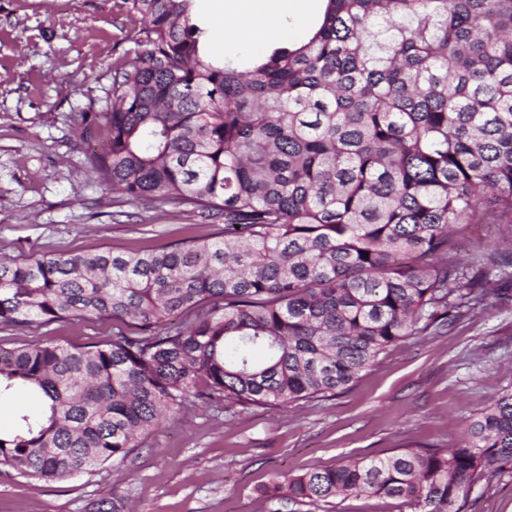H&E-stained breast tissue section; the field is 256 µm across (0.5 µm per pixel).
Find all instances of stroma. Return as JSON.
Listing matches in <instances>:
<instances>
[{"mask_svg": "<svg viewBox=\"0 0 512 512\" xmlns=\"http://www.w3.org/2000/svg\"><path fill=\"white\" fill-rule=\"evenodd\" d=\"M142 26L122 0H0V256L165 249L221 230L175 205L115 203L84 165L73 122L112 99L116 61ZM480 254L512 256V229L473 226ZM496 296L447 333L397 342L346 391L288 408L196 404L121 464L65 482L0 475V512H268L275 475L452 443L512 389V265H487ZM112 321L0 327V345L85 344ZM467 512H512V471L477 484Z\"/></svg>", "mask_w": 512, "mask_h": 512, "instance_id": "35a3bbf8", "label": "stroma"}]
</instances>
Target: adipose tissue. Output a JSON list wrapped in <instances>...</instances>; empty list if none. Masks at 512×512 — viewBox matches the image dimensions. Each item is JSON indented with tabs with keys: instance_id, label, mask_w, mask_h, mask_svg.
Here are the masks:
<instances>
[{
	"instance_id": "1",
	"label": "adipose tissue",
	"mask_w": 512,
	"mask_h": 512,
	"mask_svg": "<svg viewBox=\"0 0 512 512\" xmlns=\"http://www.w3.org/2000/svg\"><path fill=\"white\" fill-rule=\"evenodd\" d=\"M215 2V47L226 54L259 57L275 44H301L312 29L310 0Z\"/></svg>"
}]
</instances>
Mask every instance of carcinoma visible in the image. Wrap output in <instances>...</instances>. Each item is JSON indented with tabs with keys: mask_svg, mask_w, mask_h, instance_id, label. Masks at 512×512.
Listing matches in <instances>:
<instances>
[{
	"mask_svg": "<svg viewBox=\"0 0 512 512\" xmlns=\"http://www.w3.org/2000/svg\"><path fill=\"white\" fill-rule=\"evenodd\" d=\"M312 35L262 58L205 54L195 0L140 17L112 103L74 119L120 203L224 220L166 250L0 258V326L124 324L84 345L0 346V397L42 408L0 430V474L67 481L123 462L201 401L289 405L347 390L392 345L496 293L460 259L469 224L512 225V0H323ZM512 470V390L449 448L410 444L263 489L268 512L382 497L465 512Z\"/></svg>",
	"mask_w": 512,
	"mask_h": 512,
	"instance_id": "cac0c4a2",
	"label": "carcinoma"
}]
</instances>
